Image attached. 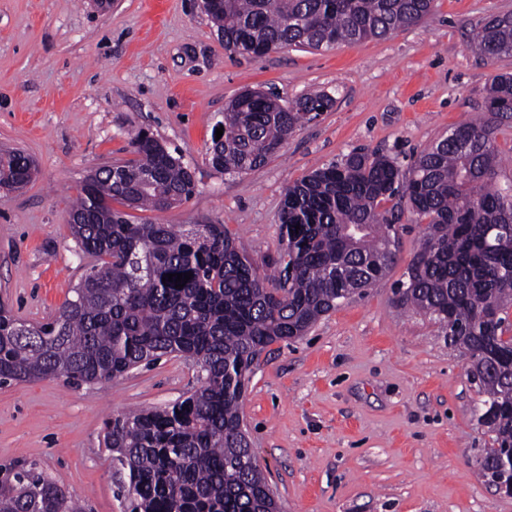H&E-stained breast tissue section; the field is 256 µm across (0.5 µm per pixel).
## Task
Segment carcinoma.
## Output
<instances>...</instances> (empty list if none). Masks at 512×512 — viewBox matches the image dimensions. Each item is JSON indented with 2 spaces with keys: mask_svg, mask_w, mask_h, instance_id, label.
Listing matches in <instances>:
<instances>
[{
  "mask_svg": "<svg viewBox=\"0 0 512 512\" xmlns=\"http://www.w3.org/2000/svg\"><path fill=\"white\" fill-rule=\"evenodd\" d=\"M433 0H210L225 49L263 56L383 39L432 14ZM473 47L489 61L512 55V14L488 17ZM325 93L283 105L260 90L224 110L208 162L224 174L265 164L295 129L333 106ZM490 120L464 123L406 170L384 155L350 154L288 185L282 250L273 275L241 254L222 224H152L114 207L166 210L195 192L190 169L156 138L131 137L135 158L98 168L76 188L68 217L78 253L93 260L58 314L29 324L0 307V385L46 377L103 384L176 354L194 360L200 386L171 405L105 421L103 444L127 475V512H278L241 428L249 372L267 346L305 335L361 295L398 260L399 213L425 224L394 288L395 302L439 325L469 356L480 422L492 445L485 476L512 461V182L496 180L494 132L512 117V74L492 76ZM20 150L0 151V188L32 175ZM193 274L184 287L162 282ZM0 512H82L64 482L36 465L0 468Z\"/></svg>",
  "mask_w": 512,
  "mask_h": 512,
  "instance_id": "cac0c4a2",
  "label": "carcinoma"
}]
</instances>
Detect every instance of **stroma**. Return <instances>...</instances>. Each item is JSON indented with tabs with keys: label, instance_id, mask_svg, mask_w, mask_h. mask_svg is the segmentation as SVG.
I'll return each instance as SVG.
<instances>
[{
	"label": "stroma",
	"instance_id": "stroma-1",
	"mask_svg": "<svg viewBox=\"0 0 512 512\" xmlns=\"http://www.w3.org/2000/svg\"><path fill=\"white\" fill-rule=\"evenodd\" d=\"M512 0H435L434 15L385 39L255 58L225 50L200 0H0V148L38 168L0 191V302L15 317H53L87 269L67 224L76 186L99 166L132 159L150 131L195 176V192L155 224H221L237 249L273 273L285 187L357 149L401 167L449 127L485 122L493 75L471 46ZM246 89L289 104L324 92L334 106L298 127L267 164L226 175L206 150L225 105ZM422 227L398 222L399 260L384 279L323 316L294 342L256 357L240 415L283 512H512L477 464L491 435L468 358L394 288ZM197 368L171 354L107 384L45 378L0 387V464H37L84 512H124L102 443L129 408L187 396Z\"/></svg>",
	"mask_w": 512,
	"mask_h": 512
}]
</instances>
